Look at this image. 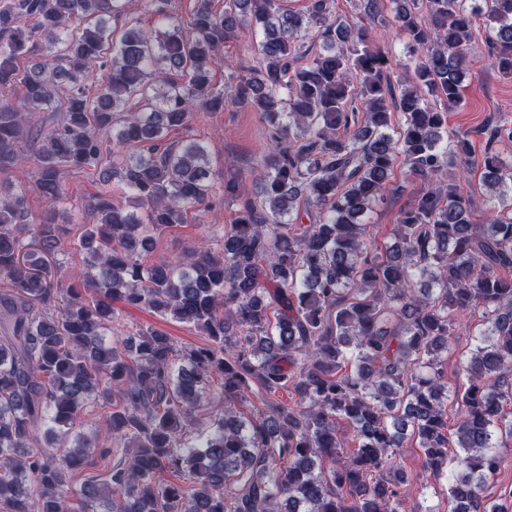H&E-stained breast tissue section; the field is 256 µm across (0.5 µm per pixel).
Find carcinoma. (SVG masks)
Wrapping results in <instances>:
<instances>
[{"mask_svg": "<svg viewBox=\"0 0 512 512\" xmlns=\"http://www.w3.org/2000/svg\"><path fill=\"white\" fill-rule=\"evenodd\" d=\"M156 18H131L128 0H0V186L22 163L29 115L48 111L37 184L47 204L27 222L25 193L0 195V512H407L411 482L399 448L414 440L424 468L448 479L450 512H509L486 492L512 441V164L446 142L461 102L466 45L477 19L492 66L512 76V0H390L419 54L399 97L391 63L373 48L385 0H360L361 21L333 15V0H196L188 21L172 0H142ZM247 23L262 32L260 62L237 67L233 93L213 85L224 43ZM321 51L301 62L306 32ZM97 81H85L93 69ZM139 109L125 108L128 100ZM433 102H428V99ZM365 113L358 116L356 102ZM246 107L272 130L254 168L257 194L222 186L240 213L214 251L147 265L153 234L205 205L206 147L172 142L194 112ZM404 125L391 132L390 107ZM480 168L489 204L445 182L447 164ZM435 187L400 213L393 241L368 247L364 218L394 168ZM101 170L95 224L62 271L64 169ZM140 205L112 199V181ZM69 286L60 287L62 279ZM116 303L186 323L209 343L182 353L156 329L107 338ZM481 308L485 329L448 386L444 358L462 312ZM224 411L188 445L195 411L214 379ZM285 390L288 404L238 405L253 390ZM458 406L448 427V398ZM108 409L98 457L125 456L104 479L75 474L96 464L91 443L71 438L90 406ZM357 449L343 455L338 423ZM167 473L175 480L166 481Z\"/></svg>", "mask_w": 512, "mask_h": 512, "instance_id": "carcinoma-1", "label": "carcinoma"}]
</instances>
